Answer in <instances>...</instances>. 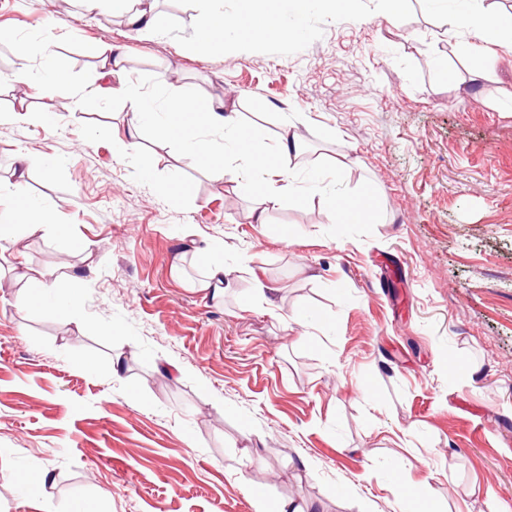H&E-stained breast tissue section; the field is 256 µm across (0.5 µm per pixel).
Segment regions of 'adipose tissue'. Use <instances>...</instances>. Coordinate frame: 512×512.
<instances>
[{"label":"adipose tissue","mask_w":512,"mask_h":512,"mask_svg":"<svg viewBox=\"0 0 512 512\" xmlns=\"http://www.w3.org/2000/svg\"><path fill=\"white\" fill-rule=\"evenodd\" d=\"M87 12L105 8L123 11L127 24L136 31L154 32L156 17L147 4L140 0H82ZM243 14L233 20L223 14H207L191 34L194 46L210 49L223 46L229 40L266 39L282 34L274 11L276 0H248ZM131 114L122 138L117 145L124 151H138L142 124L146 115H155L161 138L174 140L182 151L196 155L206 165L210 175L223 179L228 171H235L239 179L256 187L261 195L264 210L256 214L257 222H264L265 212L277 207L284 191L283 182L288 172L292 153L298 147L299 138L292 125H285L280 136L281 146L276 154L267 155L254 150V138L249 129L242 126L235 112L227 110L223 101H198L196 93L188 88L167 97L163 107H155L134 86L124 84L120 89ZM201 102V109H194V102ZM222 130L229 134L231 150H224L205 139V130ZM327 213L336 223L359 224L364 222L373 201L369 193L352 197L330 187L324 190ZM47 214L33 208L21 199L14 185H0V225L7 227L22 224L37 229L46 224Z\"/></svg>","instance_id":"obj_1"}]
</instances>
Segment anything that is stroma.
I'll list each match as a JSON object with an SVG mask.
<instances>
[{
    "mask_svg": "<svg viewBox=\"0 0 512 512\" xmlns=\"http://www.w3.org/2000/svg\"><path fill=\"white\" fill-rule=\"evenodd\" d=\"M153 6L139 35L81 0H0V113L40 116L0 122V179L27 155L22 195L50 216L0 232V512H414L413 487L434 512L512 510V47L448 28L451 0H280L297 35L207 51L192 28L243 0ZM47 37L76 87L117 46L124 82L224 99L259 150L294 123L293 193L256 223L253 190L151 124L141 167L112 139L123 97L70 107L16 79ZM312 167L373 189L370 221L331 222ZM188 246L223 259L222 299ZM18 253L85 280L74 316L67 288L20 305Z\"/></svg>",
    "mask_w": 512,
    "mask_h": 512,
    "instance_id": "obj_1",
    "label": "stroma"
}]
</instances>
